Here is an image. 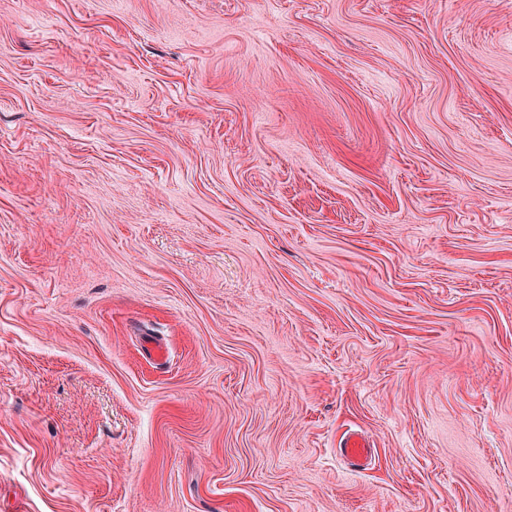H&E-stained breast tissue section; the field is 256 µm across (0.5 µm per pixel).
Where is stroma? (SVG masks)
I'll return each mask as SVG.
<instances>
[{"mask_svg":"<svg viewBox=\"0 0 512 512\" xmlns=\"http://www.w3.org/2000/svg\"><path fill=\"white\" fill-rule=\"evenodd\" d=\"M0 512H512V0H0ZM341 447V455L354 468L360 467L370 452V448H366L365 441L358 436L348 437Z\"/></svg>","mask_w":512,"mask_h":512,"instance_id":"obj_1","label":"stroma"}]
</instances>
